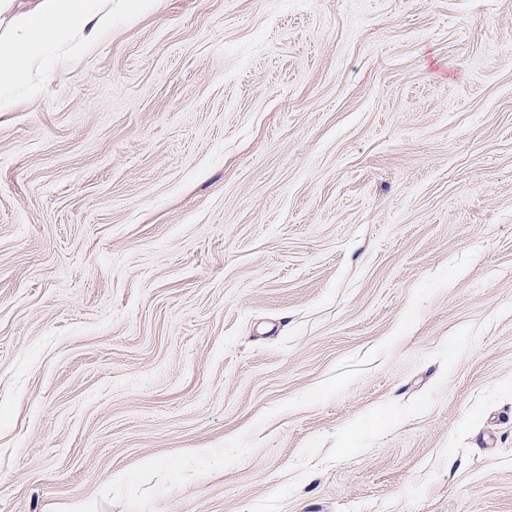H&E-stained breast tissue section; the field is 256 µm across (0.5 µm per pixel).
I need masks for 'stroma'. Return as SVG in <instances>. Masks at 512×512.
<instances>
[{
	"label": "stroma",
	"instance_id": "stroma-1",
	"mask_svg": "<svg viewBox=\"0 0 512 512\" xmlns=\"http://www.w3.org/2000/svg\"><path fill=\"white\" fill-rule=\"evenodd\" d=\"M0 92V512H512V0H112Z\"/></svg>",
	"mask_w": 512,
	"mask_h": 512
}]
</instances>
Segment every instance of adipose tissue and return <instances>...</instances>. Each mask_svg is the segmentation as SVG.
Returning <instances> with one entry per match:
<instances>
[{
	"label": "adipose tissue",
	"instance_id": "obj_1",
	"mask_svg": "<svg viewBox=\"0 0 512 512\" xmlns=\"http://www.w3.org/2000/svg\"><path fill=\"white\" fill-rule=\"evenodd\" d=\"M111 7L112 0H35L12 42L0 41V83L25 81L44 44L93 22L107 23Z\"/></svg>",
	"mask_w": 512,
	"mask_h": 512
}]
</instances>
